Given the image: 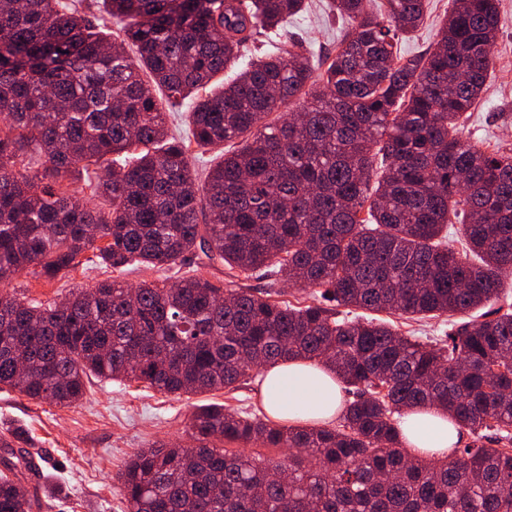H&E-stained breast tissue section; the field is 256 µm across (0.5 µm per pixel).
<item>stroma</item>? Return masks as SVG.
Segmentation results:
<instances>
[{
	"instance_id": "obj_1",
	"label": "stroma",
	"mask_w": 512,
	"mask_h": 512,
	"mask_svg": "<svg viewBox=\"0 0 512 512\" xmlns=\"http://www.w3.org/2000/svg\"><path fill=\"white\" fill-rule=\"evenodd\" d=\"M312 2V7L291 20L286 30L265 37V51L287 52L288 39L294 36L302 39L314 56L335 54L349 29L328 18L326 0ZM452 5V0H428L424 25L399 38L400 55L409 58L430 49ZM496 56L482 97L465 120V135L483 146L512 150V0H500ZM189 275L224 288L270 286L243 273L228 272L222 263L200 256L164 270L134 264L118 271L91 263L62 279L22 273L1 283L0 292L48 304L108 278L136 285L161 280L172 283ZM270 287L279 299L297 306L310 298L309 290L281 281ZM262 384L259 369L233 391L188 396L163 394L134 381L96 380L79 403L65 408L0 389V435L17 433L20 441L16 450L35 455L38 461L37 469L19 475L27 490H38V512H127L117 476L130 456L155 442L192 445L189 423L202 405L218 403L241 415L261 414L265 410Z\"/></svg>"
}]
</instances>
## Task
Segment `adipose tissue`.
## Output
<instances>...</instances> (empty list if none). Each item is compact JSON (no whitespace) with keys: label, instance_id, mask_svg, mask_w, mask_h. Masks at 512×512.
Wrapping results in <instances>:
<instances>
[{"label":"adipose tissue","instance_id":"adipose-tissue-1","mask_svg":"<svg viewBox=\"0 0 512 512\" xmlns=\"http://www.w3.org/2000/svg\"><path fill=\"white\" fill-rule=\"evenodd\" d=\"M261 393L269 414L292 424L333 420L342 406L339 383L328 367L300 359L266 369ZM402 429L415 458L447 456L459 440L446 414L437 410L408 413Z\"/></svg>","mask_w":512,"mask_h":512}]
</instances>
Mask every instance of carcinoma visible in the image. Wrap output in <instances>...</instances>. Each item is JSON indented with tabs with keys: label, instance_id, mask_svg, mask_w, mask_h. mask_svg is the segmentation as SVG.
<instances>
[{
	"label": "carcinoma",
	"instance_id": "carcinoma-1",
	"mask_svg": "<svg viewBox=\"0 0 512 512\" xmlns=\"http://www.w3.org/2000/svg\"><path fill=\"white\" fill-rule=\"evenodd\" d=\"M368 2L332 0L351 33L316 61L298 42L258 46L304 0H103L118 33L66 0H0V283L62 278L88 250L114 269L199 251L312 289L304 306L196 277L103 281L47 305L0 293V388L59 407L92 378L195 395L303 358L353 395L334 427L198 408L195 447L125 463L128 512H512V152L464 132L499 3L453 0L434 46L404 60L398 36L426 0ZM160 95L192 100L188 140L168 134ZM192 142L226 145L202 182ZM34 154L42 170L17 169ZM78 168L88 201L69 191ZM340 307L460 321L436 347ZM431 408L472 443L412 460L402 417ZM5 468L0 512H33L37 493Z\"/></svg>",
	"mask_w": 512,
	"mask_h": 512
}]
</instances>
